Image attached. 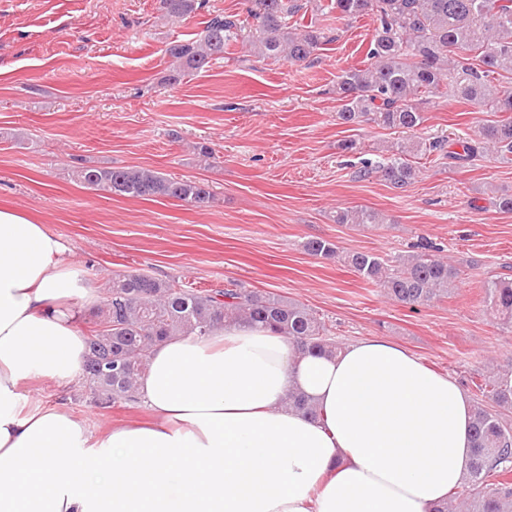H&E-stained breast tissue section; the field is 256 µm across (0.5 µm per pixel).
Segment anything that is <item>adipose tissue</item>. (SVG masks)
Returning a JSON list of instances; mask_svg holds the SVG:
<instances>
[{
	"mask_svg": "<svg viewBox=\"0 0 512 512\" xmlns=\"http://www.w3.org/2000/svg\"><path fill=\"white\" fill-rule=\"evenodd\" d=\"M66 252L0 208V512H434L467 476L472 401L381 338L322 356L252 325L169 338L137 384L149 421L96 434L35 403L22 381L74 379L102 300Z\"/></svg>",
	"mask_w": 512,
	"mask_h": 512,
	"instance_id": "1",
	"label": "adipose tissue"
}]
</instances>
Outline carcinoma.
I'll use <instances>...</instances> for the list:
<instances>
[{"label":"carcinoma","mask_w":512,"mask_h":512,"mask_svg":"<svg viewBox=\"0 0 512 512\" xmlns=\"http://www.w3.org/2000/svg\"><path fill=\"white\" fill-rule=\"evenodd\" d=\"M160 4L167 15L180 18L195 9L196 0ZM331 6L342 17L367 15L376 22L367 51L370 64L336 77L341 123L413 131L424 123L425 108L445 96L505 115L482 126L477 140L458 138L459 152L447 149L443 138H410L397 144L390 156L365 163L358 178L377 174L393 188L404 189L416 176L409 157L419 153L459 163L489 153L512 163V89L502 85L512 76V0H331ZM303 9L299 0H251L252 29L237 14L212 17L199 39L167 48L178 63L170 80L206 67L240 40L262 58L309 60L335 37L313 23L299 28L289 24L288 19ZM75 178L88 188L125 197L164 196L196 207L213 198L204 182L178 181L140 168L84 166ZM336 223L377 227L382 219L376 211L360 207L338 211ZM303 248L314 256L339 259L404 306H428L454 293L460 283L459 269L439 255L440 248L428 244H416L392 259L369 252L342 256L334 243L322 238L307 240ZM482 303L512 325V279L488 282ZM93 318L94 327L84 336L81 371L90 402L103 409L136 402L137 380L156 343L174 336L205 339L219 324H261L303 349H340L325 322L304 305L237 283L199 291L140 273L110 274ZM107 361L118 368L105 372L102 364ZM510 375L512 362L493 364L474 383L471 468L461 493L435 512H512Z\"/></svg>","instance_id":"cac0c4a2"}]
</instances>
